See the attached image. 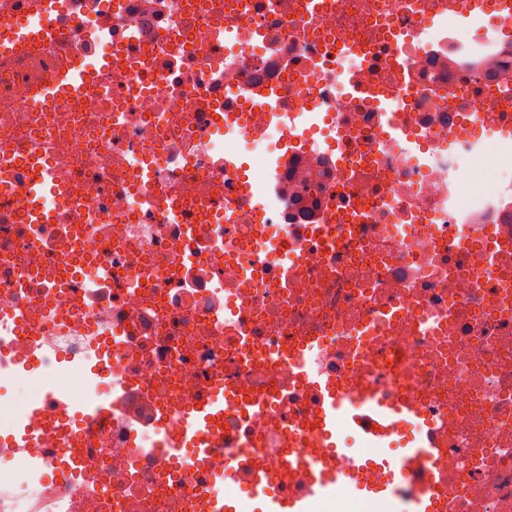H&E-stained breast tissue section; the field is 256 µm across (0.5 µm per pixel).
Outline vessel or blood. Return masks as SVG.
<instances>
[{
  "label": "vessel or blood",
  "instance_id": "vessel-or-blood-1",
  "mask_svg": "<svg viewBox=\"0 0 512 512\" xmlns=\"http://www.w3.org/2000/svg\"><path fill=\"white\" fill-rule=\"evenodd\" d=\"M296 369L299 377L320 394L314 433L323 446L309 456L289 451L288 465L303 483L298 494L275 491L267 470L260 466L252 468L249 491L253 498L263 502L265 512H307L310 500L326 496L340 486L350 489L355 498L366 504L394 505L403 501L409 512H438L443 480L434 461L443 454L442 442L429 435L400 454L385 453L389 440L400 436L404 426L411 422L414 408L381 401L370 390L359 395L346 392L304 363L297 364ZM228 404L243 413L248 410L247 404L227 389L215 392L194 413L183 415V440L192 443L198 454L208 453L212 443L204 439L203 433L223 416ZM343 423L361 440L363 451L351 455L340 447L336 434ZM331 448L336 451L332 464L325 460ZM372 467L385 471L383 481L375 483L366 478V470Z\"/></svg>",
  "mask_w": 512,
  "mask_h": 512
}]
</instances>
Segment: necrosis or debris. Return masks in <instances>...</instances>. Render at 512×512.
<instances>
[{
	"mask_svg": "<svg viewBox=\"0 0 512 512\" xmlns=\"http://www.w3.org/2000/svg\"><path fill=\"white\" fill-rule=\"evenodd\" d=\"M448 16V0H50L54 40L28 43V67L0 58V379L45 382L34 446L0 448V512H209L215 477L247 485L245 455L301 491L284 458L319 409L303 354L418 408L446 444L443 512H512V80L448 66L449 48L512 39ZM63 60L86 82L34 111ZM247 83L274 99L241 100ZM281 113L303 123L283 185L314 190L331 245L250 170L285 151ZM225 385L268 405L225 408L208 454L168 456L165 411ZM60 386L90 408L130 396L87 427Z\"/></svg>",
	"mask_w": 512,
	"mask_h": 512,
	"instance_id": "1",
	"label": "necrosis or debris"
}]
</instances>
